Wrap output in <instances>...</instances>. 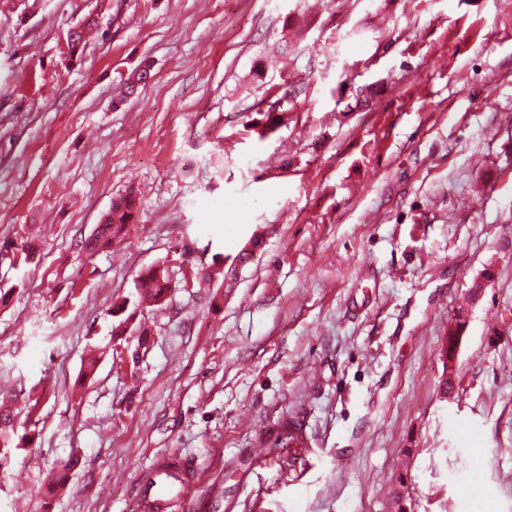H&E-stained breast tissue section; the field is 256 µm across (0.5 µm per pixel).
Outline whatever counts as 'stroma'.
I'll return each instance as SVG.
<instances>
[{"label": "stroma", "instance_id": "stroma-1", "mask_svg": "<svg viewBox=\"0 0 512 512\" xmlns=\"http://www.w3.org/2000/svg\"><path fill=\"white\" fill-rule=\"evenodd\" d=\"M159 265L165 302L111 316ZM0 290L35 430L0 512H127L163 457L198 474L183 512H512V0H0ZM275 94V92H269L268 96H266V98L261 103L267 104L268 118H273L274 121L280 120L284 116L290 117V113H287V111H290L294 106H296L297 100L303 94V87L294 86L288 92V98L287 96H279L276 99L272 100ZM285 103L288 104V108H285ZM279 111L281 113L280 115H277V112ZM140 200L134 188L114 199L109 209L100 218L98 234H92L81 242V250L88 256L106 247L113 239L127 233L128 224H132L139 211Z\"/></svg>", "mask_w": 512, "mask_h": 512}]
</instances>
